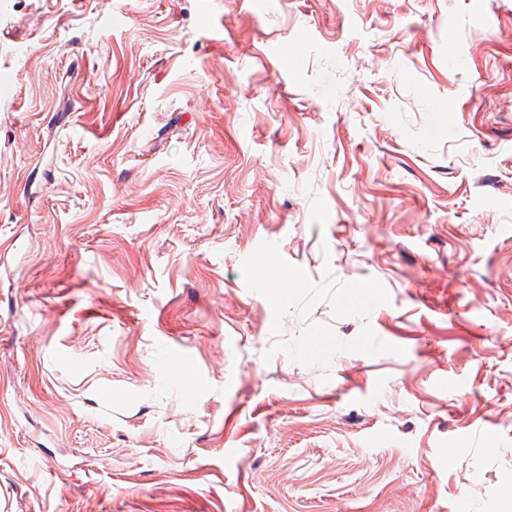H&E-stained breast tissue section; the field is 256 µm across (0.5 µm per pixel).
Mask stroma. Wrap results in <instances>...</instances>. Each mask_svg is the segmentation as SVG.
<instances>
[{
  "label": "stroma",
  "mask_w": 512,
  "mask_h": 512,
  "mask_svg": "<svg viewBox=\"0 0 512 512\" xmlns=\"http://www.w3.org/2000/svg\"><path fill=\"white\" fill-rule=\"evenodd\" d=\"M0 76V512H502L512 0H0Z\"/></svg>",
  "instance_id": "stroma-1"
}]
</instances>
